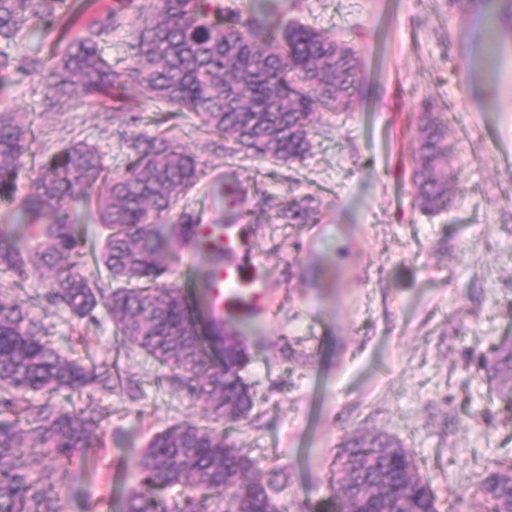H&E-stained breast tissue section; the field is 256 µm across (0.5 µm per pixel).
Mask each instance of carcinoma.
<instances>
[{"instance_id": "carcinoma-1", "label": "carcinoma", "mask_w": 512, "mask_h": 512, "mask_svg": "<svg viewBox=\"0 0 512 512\" xmlns=\"http://www.w3.org/2000/svg\"><path fill=\"white\" fill-rule=\"evenodd\" d=\"M91 24L74 30V0H0V84L10 71H48L49 108L72 107L68 89L82 94L117 89L128 100L192 112L200 128L225 142L230 153L252 152L284 162L306 156L316 112H343L363 95L360 60L350 45L297 22L285 24L282 0H259L244 18L219 0H122ZM127 31L128 57L112 60L100 43ZM61 35L28 54V29ZM512 36V0L483 30L487 56ZM35 133L24 113L0 99V203L15 205L22 231L0 230V267L29 279L50 273L48 296L72 318L98 321L102 311L117 339L169 369L170 389L205 405L207 423H176L156 433L137 459V480L122 512H291L282 498L283 471L261 473L259 460L236 447L210 422L236 424L254 408L243 375L248 355L241 332L195 330L196 314L184 291L160 282L170 264V244L186 242L199 218L183 211L162 222L199 183L198 159L165 129L128 141L126 169L114 176L99 149L72 140L32 168L27 192L17 198ZM448 126L437 101L424 98L415 146V204L424 212L448 210L458 193L449 167ZM73 202L96 208L103 230L97 266L109 283L81 272L86 254ZM309 200L292 199L278 216L290 224L313 217ZM40 293L0 289V512H65L61 492L69 464L98 447V430L111 410L99 403L69 408L55 401L93 388L125 391L119 362L91 364L70 358L47 338L33 314ZM478 370L512 403V340L479 358ZM41 449L34 468L22 452ZM330 512H442L429 476L413 453L386 433L357 435L335 461ZM476 493L483 512H512V462L498 461L480 474Z\"/></svg>"}]
</instances>
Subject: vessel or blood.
Masks as SVG:
<instances>
[{"instance_id": "b4317fda", "label": "vessel or blood", "mask_w": 512, "mask_h": 512, "mask_svg": "<svg viewBox=\"0 0 512 512\" xmlns=\"http://www.w3.org/2000/svg\"><path fill=\"white\" fill-rule=\"evenodd\" d=\"M244 220L215 228L200 223L199 237L205 238L212 251L223 252L224 261L215 266L210 289V315L216 321H229L243 306L265 310L270 305L269 278L264 267L246 262L249 240L244 235Z\"/></svg>"}]
</instances>
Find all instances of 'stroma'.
<instances>
[{
    "label": "stroma",
    "mask_w": 512,
    "mask_h": 512,
    "mask_svg": "<svg viewBox=\"0 0 512 512\" xmlns=\"http://www.w3.org/2000/svg\"><path fill=\"white\" fill-rule=\"evenodd\" d=\"M498 7L485 0L463 13L454 0H296L287 20L354 47L367 86L348 112L315 115L304 160L228 154L196 130L192 113L171 121L206 171L179 208L213 220L219 175L255 208L250 256L268 273L272 305L242 326L256 407L224 433L287 471L284 496L294 512H324L336 454L358 434L402 442L450 512H480L478 471L512 459V408L476 364L491 344L512 339V41L489 65L480 38L486 13ZM46 91L41 75L15 72L5 88L34 123L37 159L74 138L97 145L117 174L127 138L155 129L154 104L116 92L50 112ZM430 93L448 116L459 183L456 201L437 215L416 206L412 181L419 107ZM292 198L311 199L316 218L279 219ZM204 264L178 248L166 276L186 290L203 330L210 314L194 273ZM36 313L64 353L119 358L136 383L134 394L104 396L112 409L105 445L71 464L62 491L66 512H121L149 439L199 420L204 406L164 389L157 362L118 348L110 321L88 327L48 302Z\"/></svg>",
    "instance_id": "35a3bbf8"
}]
</instances>
